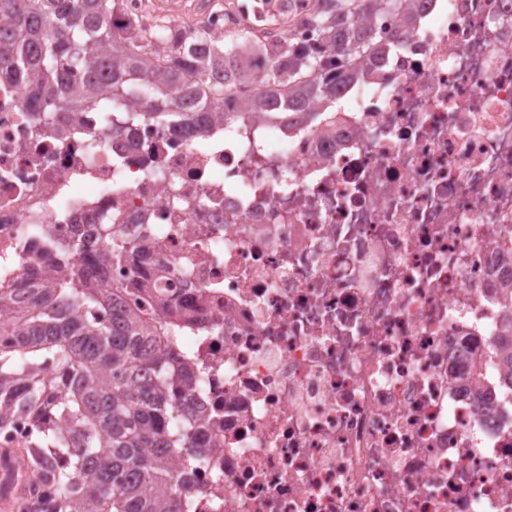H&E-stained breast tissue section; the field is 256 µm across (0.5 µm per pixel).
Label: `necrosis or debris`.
I'll use <instances>...</instances> for the list:
<instances>
[{"instance_id": "obj_1", "label": "necrosis or debris", "mask_w": 512, "mask_h": 512, "mask_svg": "<svg viewBox=\"0 0 512 512\" xmlns=\"http://www.w3.org/2000/svg\"><path fill=\"white\" fill-rule=\"evenodd\" d=\"M314 0L201 14L314 41ZM336 96L203 135L104 113L44 123L0 82V273L38 284L27 224L178 324L208 455L185 512H512V0H406ZM123 241L107 261L105 235Z\"/></svg>"}]
</instances>
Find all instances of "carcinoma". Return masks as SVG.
<instances>
[{
	"label": "carcinoma",
	"instance_id": "carcinoma-1",
	"mask_svg": "<svg viewBox=\"0 0 512 512\" xmlns=\"http://www.w3.org/2000/svg\"><path fill=\"white\" fill-rule=\"evenodd\" d=\"M307 17L314 43L284 42L272 59L271 92L327 98L342 46L361 56L382 37L352 20L395 13L404 0H320ZM266 52L247 32L228 42L200 30L184 41L169 26H145L124 0H0V76L18 61L35 75L32 98L53 112L98 109L112 134L138 121L198 127L226 96L224 66L240 79ZM58 258L44 288L0 284V431L18 415L38 428L27 447L31 476L52 489L33 512H184V485L168 466L180 448L201 463L206 448L183 391L191 371L172 348L178 327L131 306L123 284L91 283L68 268L69 245L48 226L31 228ZM105 310L98 325L83 315Z\"/></svg>",
	"mask_w": 512,
	"mask_h": 512
}]
</instances>
